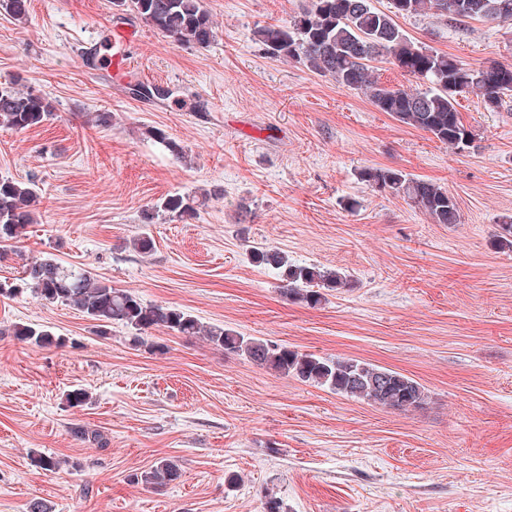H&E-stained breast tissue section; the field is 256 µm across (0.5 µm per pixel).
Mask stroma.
<instances>
[{"label":"stroma","mask_w":512,"mask_h":512,"mask_svg":"<svg viewBox=\"0 0 512 512\" xmlns=\"http://www.w3.org/2000/svg\"><path fill=\"white\" fill-rule=\"evenodd\" d=\"M206 4L217 31L206 48L163 37L111 0H31L23 22L0 13V84L55 106L42 126L0 128V178L42 190L36 224L0 256V282L50 254L204 324L403 372L428 403L372 406L164 329L151 331V351L117 325L98 335L73 307L0 296V512L34 501L53 512H264L271 496L284 512H512V251L497 245L512 218V111L459 96L476 139L450 150L264 53L255 28L289 21L303 0ZM396 22L470 67L512 64V24ZM117 30L134 34L135 67L120 76L90 56ZM135 81L175 95L133 96ZM98 112L111 126L92 124ZM147 126L166 130L187 161ZM367 167L447 187L460 223L371 191L359 177ZM192 192L208 198L197 219L146 220L160 198ZM144 233L148 254L133 247ZM257 244L354 286L314 308L290 301L274 270L249 261ZM17 323L64 343L19 342L8 333ZM75 388L86 405H67ZM76 425L105 445L75 439ZM34 452L59 469L33 466ZM160 458L179 461L178 481L130 482Z\"/></svg>","instance_id":"1"}]
</instances>
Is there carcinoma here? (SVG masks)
<instances>
[{
	"instance_id": "cac0c4a2",
	"label": "carcinoma",
	"mask_w": 512,
	"mask_h": 512,
	"mask_svg": "<svg viewBox=\"0 0 512 512\" xmlns=\"http://www.w3.org/2000/svg\"><path fill=\"white\" fill-rule=\"evenodd\" d=\"M112 6L174 42L208 47L215 41V24L204 0H112ZM29 0H0V12L21 21ZM451 21L472 19L499 24L512 22V0H392V10H377L371 0H305L298 15L285 24L254 32L266 54L295 61L336 84L363 93L379 110L398 122L431 134L451 149L463 151L474 142L463 123L457 97L472 94L489 112L512 99V65L491 62L473 69L456 58L412 40L394 17L428 13ZM383 59L423 88L389 87L372 75L370 62ZM55 107L48 98L0 85V127L16 132L42 125ZM145 133L163 144L176 158L185 149L159 127ZM360 179L379 193L401 197L435 224L461 223L457 201L448 188L414 178L402 170L368 167ZM41 189L33 180L0 179V244L19 242L35 223ZM203 201L194 194L169 195L152 207L146 219L162 213L172 221L195 218ZM250 260L277 271L282 293L290 300L317 307L332 293L353 287L350 276L315 264H297L277 249L254 247ZM29 290L42 301L75 307L93 322L101 336L114 325L128 330L134 344L150 350L149 330L163 327L181 336H202L226 354L245 357L255 365L302 383L326 387L347 398L408 412L428 401L425 388L413 378L390 368L349 357L304 353L285 344L245 337L222 325H206L189 312L145 302L134 291L116 288L98 275L67 268L50 256L24 265L14 284L0 283V295ZM18 341L39 347H59L64 339L35 325H13ZM181 477L178 461L161 458L130 475V481L151 488L166 487Z\"/></svg>"
}]
</instances>
